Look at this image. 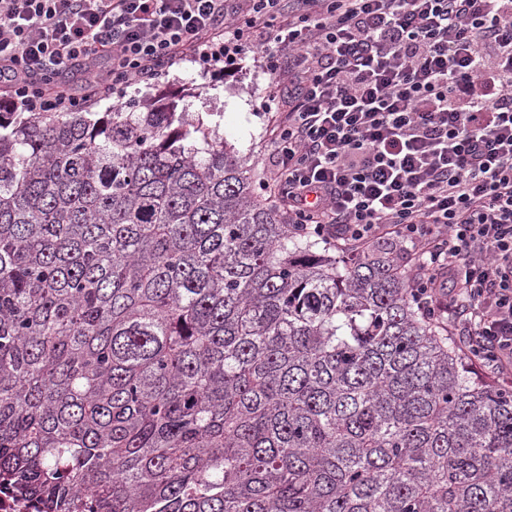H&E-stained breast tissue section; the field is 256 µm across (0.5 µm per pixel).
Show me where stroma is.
Returning a JSON list of instances; mask_svg holds the SVG:
<instances>
[{"mask_svg":"<svg viewBox=\"0 0 512 512\" xmlns=\"http://www.w3.org/2000/svg\"><path fill=\"white\" fill-rule=\"evenodd\" d=\"M270 91L262 56L250 52L236 66L234 75L212 78L202 74L195 63L186 61L172 68L169 76L157 85L133 86L128 96L141 102L175 98L180 109L218 127L225 140L240 155L248 157L258 184L256 192L266 198L270 192L261 182L271 146L273 119L264 110Z\"/></svg>","mask_w":512,"mask_h":512,"instance_id":"1","label":"stroma"}]
</instances>
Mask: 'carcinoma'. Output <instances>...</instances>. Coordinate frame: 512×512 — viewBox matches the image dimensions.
<instances>
[{"instance_id":"cac0c4a2","label":"carcinoma","mask_w":512,"mask_h":512,"mask_svg":"<svg viewBox=\"0 0 512 512\" xmlns=\"http://www.w3.org/2000/svg\"><path fill=\"white\" fill-rule=\"evenodd\" d=\"M203 119L0 112V486L43 512H512V385Z\"/></svg>"}]
</instances>
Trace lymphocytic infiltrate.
<instances>
[{"label": "lymphocytic infiltrate", "instance_id": "1", "mask_svg": "<svg viewBox=\"0 0 512 512\" xmlns=\"http://www.w3.org/2000/svg\"><path fill=\"white\" fill-rule=\"evenodd\" d=\"M254 49L290 83L264 104L290 221L400 251L424 316L512 373V0H0V110L117 111L175 65L221 75Z\"/></svg>", "mask_w": 512, "mask_h": 512}]
</instances>
